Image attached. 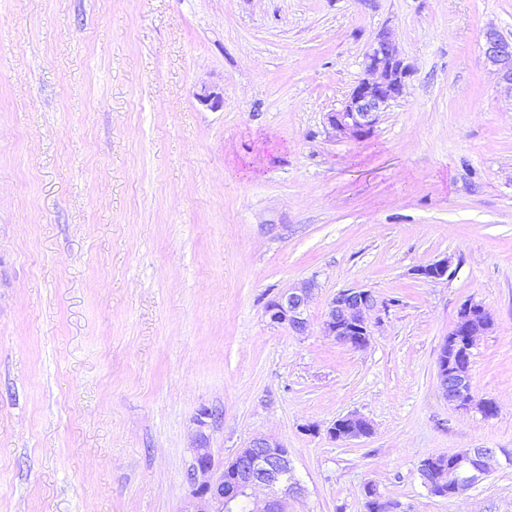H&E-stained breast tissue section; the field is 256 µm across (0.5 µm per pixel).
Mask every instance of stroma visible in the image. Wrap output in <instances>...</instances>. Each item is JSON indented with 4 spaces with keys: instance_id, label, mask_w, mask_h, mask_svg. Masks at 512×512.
<instances>
[{
    "instance_id": "35a3bbf8",
    "label": "stroma",
    "mask_w": 512,
    "mask_h": 512,
    "mask_svg": "<svg viewBox=\"0 0 512 512\" xmlns=\"http://www.w3.org/2000/svg\"><path fill=\"white\" fill-rule=\"evenodd\" d=\"M512 0H0V512H188L215 462L289 448L288 512H512V98L484 58ZM414 75L361 142L324 117L382 28ZM220 108L195 98L201 86ZM451 257L447 277L416 268ZM316 278L308 329L267 302ZM370 290V344L326 336ZM494 325L436 384L461 305ZM213 419L199 424L201 411ZM358 412L370 436L326 433ZM498 465L431 495L420 462ZM378 307V300L371 291L346 288L338 291L329 303L323 328L336 342L360 348L370 336V317ZM494 319L488 309L482 304L466 301L459 309L457 320L451 330L448 342L452 349L453 362L448 364V348H441L440 360L437 365V387L442 397L449 405L466 408L473 404L471 386V363L462 365L457 360L468 358L479 336L490 329ZM463 366V367H462ZM455 455V457L453 456ZM447 456L430 457L422 460H431L430 471L434 475L438 470L445 468L448 471H442L440 475H436L434 483L429 485L434 490L437 497H447L448 488L452 493L462 490L464 487H475L488 476L493 469V461L495 452L489 448H467ZM456 461V463H455ZM447 487V490H446ZM467 492L462 490L457 495L460 496Z\"/></svg>"
}]
</instances>
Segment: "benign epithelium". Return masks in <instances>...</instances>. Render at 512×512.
I'll return each instance as SVG.
<instances>
[{"mask_svg": "<svg viewBox=\"0 0 512 512\" xmlns=\"http://www.w3.org/2000/svg\"><path fill=\"white\" fill-rule=\"evenodd\" d=\"M482 52L485 59L496 66L504 90L512 98V40L497 28L483 32ZM363 77L351 88L341 106L326 115V127L333 137L361 141L370 137L380 121L381 114L398 101L414 74L399 51L393 29L379 32L363 55ZM196 99L211 108L222 104V97L207 86L195 94ZM452 260L445 257L420 266L416 274L428 281L441 280L448 275ZM317 283L313 279L301 282L279 293L265 306L269 323L301 334L306 331L307 307ZM378 307L371 291L346 288L338 291L329 303L324 331L336 342L360 347L370 336V317ZM488 309L472 301L463 303L451 330L448 342L452 360L437 365V387L448 404L466 408L476 404L480 412L486 403L474 402L471 386V366L458 360L469 356L479 336L493 325ZM363 421L360 414L350 412L337 419L327 429L329 437L342 441L368 436L372 429H355ZM495 452L489 448H467L455 453V465L435 476L431 489L435 496L446 497L450 491L474 487L493 469ZM193 512H229L240 499H245L251 512H288V500H300L306 488L294 473L289 449L279 440L256 436L236 455L223 464H217L205 434H199L194 448V462L188 472Z\"/></svg>", "mask_w": 512, "mask_h": 512, "instance_id": "obj_1", "label": "benign epithelium"}]
</instances>
